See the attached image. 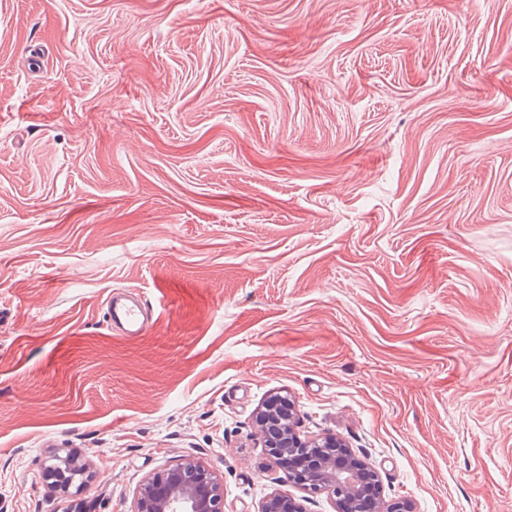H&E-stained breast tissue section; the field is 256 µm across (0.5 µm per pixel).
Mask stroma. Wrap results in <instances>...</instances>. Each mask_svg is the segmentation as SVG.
I'll return each mask as SVG.
<instances>
[{
    "mask_svg": "<svg viewBox=\"0 0 512 512\" xmlns=\"http://www.w3.org/2000/svg\"><path fill=\"white\" fill-rule=\"evenodd\" d=\"M279 390L386 500L512 512V0H0V512L189 460L334 512L267 455ZM106 307L110 328L127 338L144 334L153 319L148 305L136 294L111 290L107 296Z\"/></svg>",
    "mask_w": 512,
    "mask_h": 512,
    "instance_id": "35a3bbf8",
    "label": "stroma"
}]
</instances>
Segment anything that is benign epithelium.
I'll return each instance as SVG.
<instances>
[{"mask_svg":"<svg viewBox=\"0 0 512 512\" xmlns=\"http://www.w3.org/2000/svg\"><path fill=\"white\" fill-rule=\"evenodd\" d=\"M296 403L283 391L270 393L255 415L264 447L284 481L311 493L327 494L336 512L371 497L374 512H412L405 501H384L376 473L370 472L338 438L327 435L304 440L296 430ZM59 487L83 481L84 470L72 459L57 467ZM133 512H224L221 478L212 470L189 461L148 478L140 487ZM260 512H302L299 502L286 492L270 495Z\"/></svg>","mask_w":512,"mask_h":512,"instance_id":"benign-epithelium-1","label":"benign epithelium"}]
</instances>
